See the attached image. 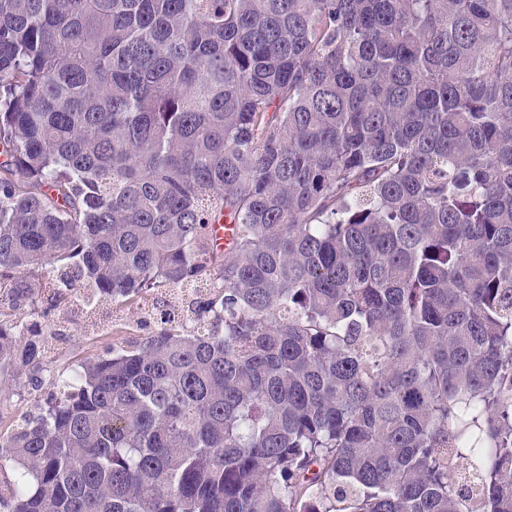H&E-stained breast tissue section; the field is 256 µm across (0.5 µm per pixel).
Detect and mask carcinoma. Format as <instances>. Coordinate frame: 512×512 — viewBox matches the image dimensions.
I'll return each instance as SVG.
<instances>
[{"mask_svg":"<svg viewBox=\"0 0 512 512\" xmlns=\"http://www.w3.org/2000/svg\"><path fill=\"white\" fill-rule=\"evenodd\" d=\"M0 147V512H512V0H0ZM158 295H143L112 309V304L100 305L91 319L77 318L66 324V336L54 344L49 360L54 367L73 365L86 356L102 354L114 345L132 342L151 335L156 325L145 318L144 310L159 303Z\"/></svg>","mask_w":512,"mask_h":512,"instance_id":"obj_1","label":"carcinoma"}]
</instances>
